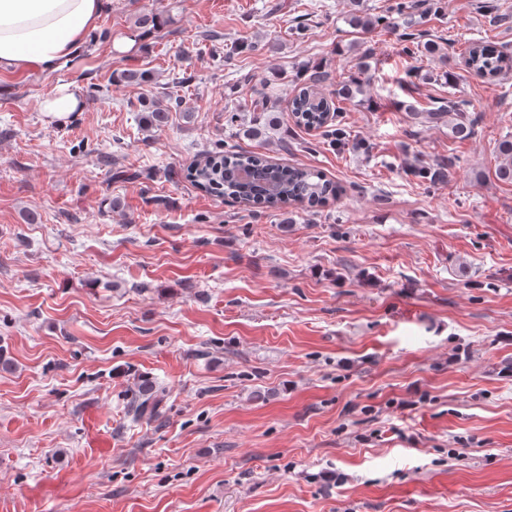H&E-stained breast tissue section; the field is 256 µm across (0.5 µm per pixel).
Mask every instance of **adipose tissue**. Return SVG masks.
Listing matches in <instances>:
<instances>
[{
	"label": "adipose tissue",
	"mask_w": 512,
	"mask_h": 512,
	"mask_svg": "<svg viewBox=\"0 0 512 512\" xmlns=\"http://www.w3.org/2000/svg\"><path fill=\"white\" fill-rule=\"evenodd\" d=\"M112 0H0V72L50 73L94 42Z\"/></svg>",
	"instance_id": "1"
}]
</instances>
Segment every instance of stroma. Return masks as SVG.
I'll return each instance as SVG.
<instances>
[{"mask_svg": "<svg viewBox=\"0 0 512 512\" xmlns=\"http://www.w3.org/2000/svg\"><path fill=\"white\" fill-rule=\"evenodd\" d=\"M492 2L508 23L433 0L356 34L349 0H112L79 63L0 73V512H512V71L463 60L512 55V0ZM411 33L442 56L407 55ZM366 48L345 146L227 124L260 91L287 111L302 66L357 75ZM60 87L83 103L61 126ZM145 95L193 117L146 130ZM448 96L472 137L404 108ZM227 144L343 192L288 218L196 189L186 167ZM448 155V179L415 176ZM142 375L159 420L126 415ZM467 67L476 73L496 77L505 69H512V56L504 54L488 41H474L466 50ZM79 103L75 93L60 89L44 100L43 112L50 122L62 125L71 119L74 112L80 111ZM497 153L501 164L496 169V177L500 181L512 183V135L505 136L498 142Z\"/></svg>", "mask_w": 512, "mask_h": 512, "instance_id": "obj_1", "label": "stroma"}]
</instances>
